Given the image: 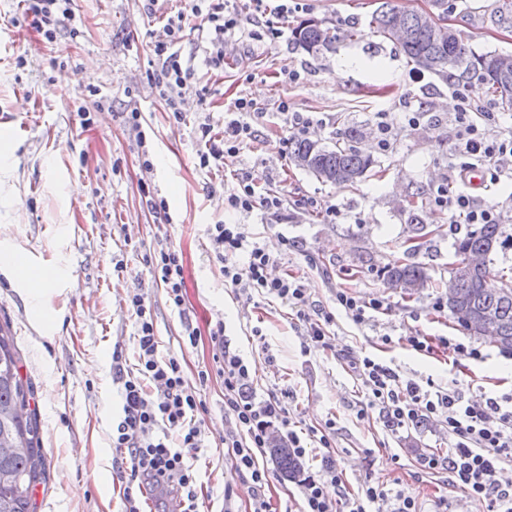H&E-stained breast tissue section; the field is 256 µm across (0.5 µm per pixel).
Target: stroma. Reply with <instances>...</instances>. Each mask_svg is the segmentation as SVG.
Returning a JSON list of instances; mask_svg holds the SVG:
<instances>
[{
    "mask_svg": "<svg viewBox=\"0 0 512 512\" xmlns=\"http://www.w3.org/2000/svg\"><path fill=\"white\" fill-rule=\"evenodd\" d=\"M497 3L448 0L445 19L476 52L512 54V27L490 18ZM183 5L158 0L151 14L144 0H72L80 36L64 28L49 42L29 28L19 0H0V143L7 145L0 150V251H21L53 276L33 308L23 284L0 269V323L9 324L32 382L46 457L36 512L124 510L127 482L113 464L121 384L112 354L121 352L124 369L136 363L135 318L126 304L132 289H142L154 310L162 354L183 355L190 377L212 360L205 338L194 347L186 343L178 311L144 261L165 244L183 255L185 308L194 325L205 335L223 321L232 348L253 367V390H287L299 436L334 422L342 492L356 494L368 482L415 498L420 512H438L441 503L464 495L445 474L421 470L422 456L448 448L445 427L431 420L391 431L379 408L358 415L367 392L346 359L375 357L401 380L430 378L475 398L512 392V352L484 343L449 311L434 308L461 233L431 205L434 188L448 184L495 207L512 233V181L475 190L455 178L451 87L374 33L370 19L379 0H292L282 15L273 0H224L238 15V40L226 45L223 67L213 69L203 62L206 31L194 21L186 25L180 51L192 58L195 76L183 118L175 120L148 76L163 35L158 16ZM306 18L335 29V50L313 56L295 47L291 30ZM350 30L355 36L349 40ZM256 31L261 40L253 39ZM291 71L296 81H289ZM98 96L106 100L100 110L93 107ZM237 98L255 102L263 115L253 120L255 135L232 166L286 196L279 214L257 209L243 215L228 208L223 193L207 191L223 175L199 168L195 131L207 117L223 132L224 109ZM283 101L293 112L325 119L310 133L325 145H334L347 128L360 130L359 147L373 161L364 177L337 187L284 157L282 141L293 131L277 110ZM82 107L91 110L90 125L80 123ZM410 107L423 108L428 119L408 125L403 114ZM135 111L143 117L149 171L125 123ZM380 112L395 123V141L386 151L377 143ZM145 184L166 200L168 219L147 209ZM414 200L432 232L410 254ZM330 205L341 211L332 221L322 215ZM214 224L245 225L280 257L281 269L305 283L316 307L335 310L341 288L379 299L382 310L362 327L337 313L330 348L302 353L303 328L291 309L225 285L222 265L211 255L208 229ZM284 235L298 241V251L283 253ZM396 260L425 266L427 287L411 296L390 287L381 269ZM256 327L262 337L253 336ZM419 333L473 345L483 358L464 360L451 351L427 356L407 342ZM386 335L391 344L383 343ZM200 395L207 407L204 446L195 461L200 508L249 512L250 484L224 456L229 422L222 379H211ZM228 487L234 491L229 501Z\"/></svg>",
    "mask_w": 512,
    "mask_h": 512,
    "instance_id": "35a3bbf8",
    "label": "stroma"
}]
</instances>
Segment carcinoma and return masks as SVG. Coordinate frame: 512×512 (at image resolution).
Listing matches in <instances>:
<instances>
[{
	"mask_svg": "<svg viewBox=\"0 0 512 512\" xmlns=\"http://www.w3.org/2000/svg\"><path fill=\"white\" fill-rule=\"evenodd\" d=\"M411 28L412 40L395 43L416 66L445 80L470 83L477 81L512 106V76H502L496 63L498 52L476 53L460 35L453 38L434 37L420 19L418 12H405L382 0L373 11L370 24L381 37L391 40L389 23L394 19ZM296 46L317 55L336 48V33L313 19L300 22L293 29ZM358 130L351 128L343 144L332 147L309 137L297 138L292 144L294 162L308 159L304 169L317 179L334 186L353 185L368 171L372 160L353 145ZM512 249V234L503 224H480L466 232L455 243L457 261L463 262L475 252L485 254L484 269L457 284V300L448 307L450 316L468 331L470 323L480 319L495 321V335L484 342L503 351H512V293L499 288L490 291L485 286L493 256ZM383 276L395 288H408L415 294L426 287L429 274L417 263L397 262L384 266ZM34 391L31 382L21 373V357L8 331L0 324V512H35V492L46 479L45 454L41 446L40 421L32 406ZM272 453L278 467L290 476L298 463L288 443L277 439Z\"/></svg>",
	"mask_w": 512,
	"mask_h": 512,
	"instance_id": "1",
	"label": "carcinoma"
}]
</instances>
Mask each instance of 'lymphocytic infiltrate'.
<instances>
[{"instance_id": "f902f5d3", "label": "lymphocytic infiltrate", "mask_w": 512, "mask_h": 512, "mask_svg": "<svg viewBox=\"0 0 512 512\" xmlns=\"http://www.w3.org/2000/svg\"><path fill=\"white\" fill-rule=\"evenodd\" d=\"M22 3L31 27L49 42L62 24L73 18L70 0ZM189 19L198 20L208 30L211 49L205 61L214 68L223 67L224 44L235 37L239 27L237 15L225 12L219 0H185L181 12L166 18V38L154 45L158 67L153 79L177 120L183 117L181 104L194 77L193 65L183 59L178 47ZM452 96L455 106L450 120L457 137L453 156L459 175L465 177L477 169L493 184L504 178L512 180V167L505 164L512 158V129L488 137L486 127L494 123V113L484 110L467 87L453 89ZM257 112L252 101L235 99L224 112V135L220 138L215 137L210 121L199 123L195 139L200 168L220 169L235 158L241 144L254 135L249 118ZM224 196L232 210L243 214L257 208L275 214L284 205L280 193L258 185L244 173L225 187ZM432 204L447 211L453 224L460 220L468 224L500 221L494 207L478 205L472 195L449 191L444 184L435 190ZM209 239L216 259L224 265V281L231 288L253 291L296 308L304 326L303 352L329 348L328 328L336 312H343L354 325L362 326L383 307L379 299L366 301L340 289L335 296L336 311L310 309L303 282L288 274L272 275L276 258L248 236L243 225H212ZM145 262L164 288L169 304L183 309L185 270L181 253L166 247L146 256ZM127 303L136 318L138 359L134 371L121 378L122 418L112 434V446L132 480L157 486L176 484L184 491L180 512H199L193 459L202 447L200 415L206 410L199 389L216 376L224 382V415L231 423L224 432V449L233 456L236 470L249 479L251 512H269L268 472L260 465L258 455L272 435L282 432L287 433L296 455H305L309 440L322 450L320 467L307 472L300 481L301 512H380V504L386 502L392 505L390 512H418L412 497L369 483L345 502L330 499L325 493L326 484L341 482L330 428L310 431L308 440H301L291 429L292 419L282 396L272 391L266 398L257 399L250 389L249 369L230 349L223 322H216L205 334L199 328L185 326L188 345H197L205 335L212 346L210 365L191 379L178 356H160L153 309L143 293H129ZM351 367L366 388L370 405L380 408L389 429L431 419L445 424L453 446L448 453L423 457L424 469L447 473L454 486L464 489L487 512H512V482L503 477L505 468L512 466V393L478 401L460 389L443 388L431 381L424 385L404 382L391 367L369 356L352 359Z\"/></svg>"}]
</instances>
